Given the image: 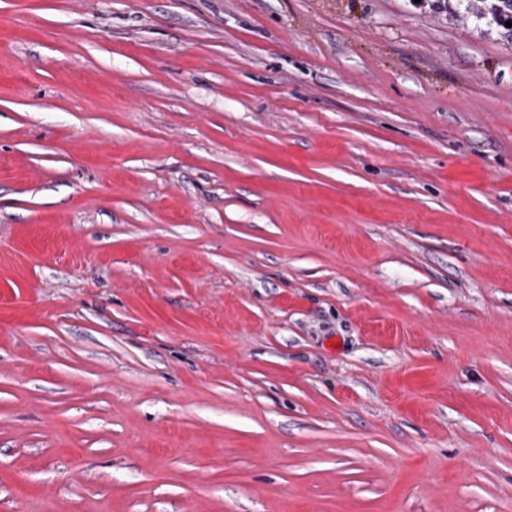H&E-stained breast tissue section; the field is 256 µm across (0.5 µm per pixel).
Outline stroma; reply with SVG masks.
I'll list each match as a JSON object with an SVG mask.
<instances>
[{
    "mask_svg": "<svg viewBox=\"0 0 512 512\" xmlns=\"http://www.w3.org/2000/svg\"><path fill=\"white\" fill-rule=\"evenodd\" d=\"M0 512H512V39L0 0Z\"/></svg>",
    "mask_w": 512,
    "mask_h": 512,
    "instance_id": "35a3bbf8",
    "label": "stroma"
}]
</instances>
